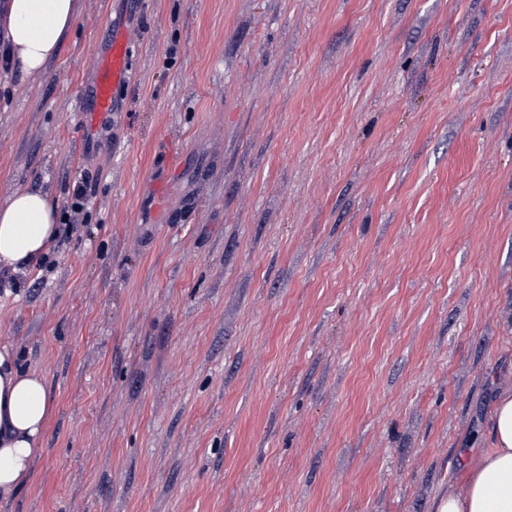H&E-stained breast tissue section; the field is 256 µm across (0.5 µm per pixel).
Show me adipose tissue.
<instances>
[{
  "mask_svg": "<svg viewBox=\"0 0 512 512\" xmlns=\"http://www.w3.org/2000/svg\"><path fill=\"white\" fill-rule=\"evenodd\" d=\"M78 16V0H0V56L24 79L41 80ZM57 234L49 194L16 188L0 205V270L14 272L39 260ZM52 411L44 377L24 370L12 346H0V501L31 483ZM490 421V448L436 512H512V390L501 392Z\"/></svg>",
  "mask_w": 512,
  "mask_h": 512,
  "instance_id": "adipose-tissue-1",
  "label": "adipose tissue"
}]
</instances>
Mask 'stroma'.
I'll list each match as a JSON object with an SVG mask.
<instances>
[{"mask_svg": "<svg viewBox=\"0 0 512 512\" xmlns=\"http://www.w3.org/2000/svg\"><path fill=\"white\" fill-rule=\"evenodd\" d=\"M79 2L0 78V203L78 226L0 272L54 399L0 512H435L512 389V0ZM130 48L129 36L123 34L113 42L111 40L109 51L94 60L97 82L93 91L95 112L91 114L88 125L90 131L112 117L114 92L128 79Z\"/></svg>", "mask_w": 512, "mask_h": 512, "instance_id": "35a3bbf8", "label": "stroma"}]
</instances>
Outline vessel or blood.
I'll return each instance as SVG.
<instances>
[{"instance_id":"vessel-or-blood-1","label":"vessel or blood","mask_w":512,"mask_h":512,"mask_svg":"<svg viewBox=\"0 0 512 512\" xmlns=\"http://www.w3.org/2000/svg\"><path fill=\"white\" fill-rule=\"evenodd\" d=\"M131 43L128 35L116 37L107 53L98 55L93 63L97 82L93 91L95 110L90 116V128H97L112 116L113 95L129 75Z\"/></svg>"}]
</instances>
